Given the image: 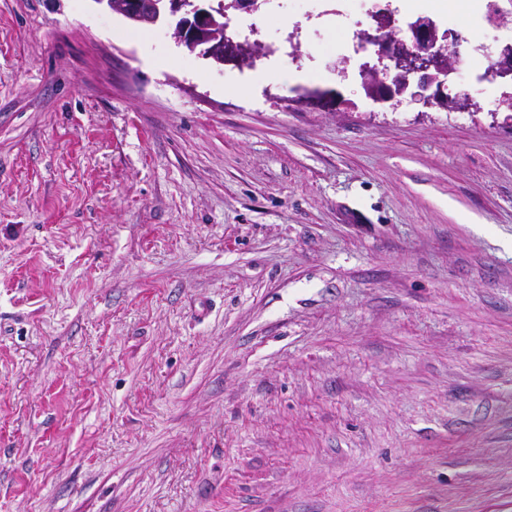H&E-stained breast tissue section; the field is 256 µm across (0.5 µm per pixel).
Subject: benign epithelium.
<instances>
[{"label": "benign epithelium", "instance_id": "7a95c632", "mask_svg": "<svg viewBox=\"0 0 512 512\" xmlns=\"http://www.w3.org/2000/svg\"><path fill=\"white\" fill-rule=\"evenodd\" d=\"M100 6L127 19L148 26L168 28L176 44L189 55L212 59L219 64L254 65L261 56L258 43L237 41L228 26L215 17L217 7L208 0H97ZM375 33L363 34V43L375 47L383 68L364 64L359 69L360 85L367 98L395 108L408 99L425 107L446 108L448 81L456 72L458 39L450 31L439 32L436 24L419 18L408 25L409 35L395 36L397 22L392 12L372 14ZM491 72L500 78L512 77V45L497 52Z\"/></svg>", "mask_w": 512, "mask_h": 512}]
</instances>
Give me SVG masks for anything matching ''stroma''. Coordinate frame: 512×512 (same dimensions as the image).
Instances as JSON below:
<instances>
[{
  "instance_id": "35a3bbf8",
  "label": "stroma",
  "mask_w": 512,
  "mask_h": 512,
  "mask_svg": "<svg viewBox=\"0 0 512 512\" xmlns=\"http://www.w3.org/2000/svg\"><path fill=\"white\" fill-rule=\"evenodd\" d=\"M445 2L484 72L512 0ZM335 7L227 12L327 110L95 0H0V512H512L508 87L378 107Z\"/></svg>"
}]
</instances>
